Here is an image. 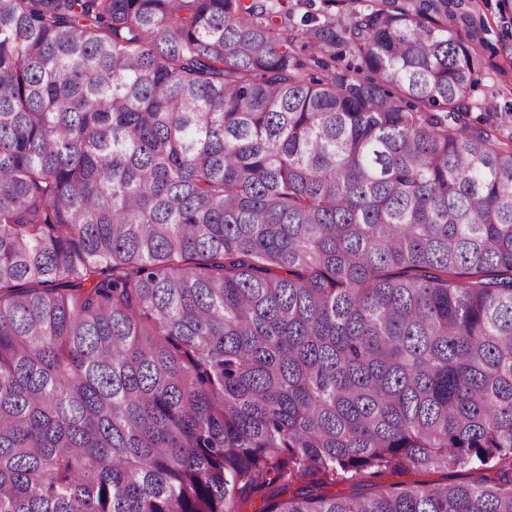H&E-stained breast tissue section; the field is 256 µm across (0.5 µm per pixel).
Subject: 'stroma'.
Instances as JSON below:
<instances>
[{
  "label": "stroma",
  "mask_w": 512,
  "mask_h": 512,
  "mask_svg": "<svg viewBox=\"0 0 512 512\" xmlns=\"http://www.w3.org/2000/svg\"><path fill=\"white\" fill-rule=\"evenodd\" d=\"M448 25L474 55L478 85L472 93L470 122L494 127L502 142L512 141V0H448ZM479 471L469 460L441 471L413 470L401 476H376L375 490L394 481L408 484L469 482Z\"/></svg>",
  "instance_id": "obj_1"
}]
</instances>
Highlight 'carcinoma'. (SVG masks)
I'll use <instances>...</instances> for the list:
<instances>
[{
    "label": "carcinoma",
    "mask_w": 512,
    "mask_h": 512,
    "mask_svg": "<svg viewBox=\"0 0 512 512\" xmlns=\"http://www.w3.org/2000/svg\"><path fill=\"white\" fill-rule=\"evenodd\" d=\"M270 14L0 0V512H512V146L448 0ZM481 473L477 466L470 460L465 459L453 468L441 471L434 470H412L410 472L400 475L390 476H375L367 480V483H372L374 486L369 490L370 492L380 491L388 487L389 484L394 482H405L408 484L424 483V484H438V483H455V482H470L480 476Z\"/></svg>",
    "instance_id": "obj_1"
}]
</instances>
